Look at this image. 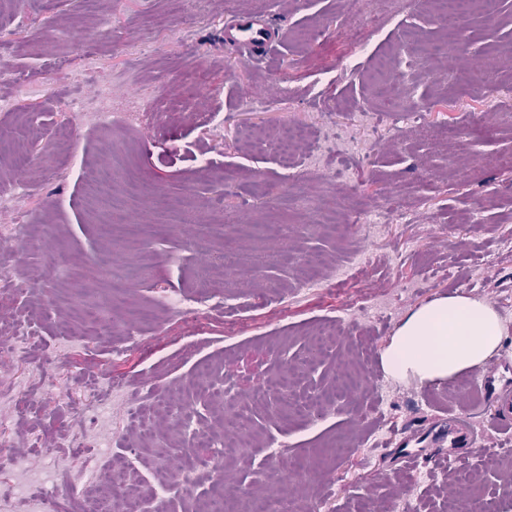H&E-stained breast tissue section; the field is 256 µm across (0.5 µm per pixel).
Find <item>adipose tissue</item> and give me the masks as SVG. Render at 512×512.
I'll list each match as a JSON object with an SVG mask.
<instances>
[{
    "mask_svg": "<svg viewBox=\"0 0 512 512\" xmlns=\"http://www.w3.org/2000/svg\"><path fill=\"white\" fill-rule=\"evenodd\" d=\"M501 339L495 309L456 290L407 316L382 355V367L399 381L450 382L490 359Z\"/></svg>",
    "mask_w": 512,
    "mask_h": 512,
    "instance_id": "obj_1",
    "label": "adipose tissue"
}]
</instances>
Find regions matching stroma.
Segmentation results:
<instances>
[{"label": "stroma", "instance_id": "obj_1", "mask_svg": "<svg viewBox=\"0 0 512 512\" xmlns=\"http://www.w3.org/2000/svg\"><path fill=\"white\" fill-rule=\"evenodd\" d=\"M497 3L449 31L433 0H0V320L36 330L21 351L0 337V448L44 465L67 437L79 477L109 472L93 448L108 441L142 485L166 481L144 512H186L211 487L177 430L127 436L130 409L168 400L215 432L247 422L224 512H512V432L471 402L470 373L421 387L381 363L401 321L453 290L497 311L495 359H512V166L496 163L512 155V0ZM239 13L283 31L262 63L224 42ZM396 52L387 101L373 62ZM101 101L118 127L88 117ZM288 123L307 132L292 180L249 143ZM372 209L382 223H355ZM208 290L221 306L189 319L155 302ZM116 381L108 425L75 423L83 385ZM226 381L233 400L203 395ZM460 411L477 447L401 467L405 432Z\"/></svg>", "mask_w": 512, "mask_h": 512}]
</instances>
